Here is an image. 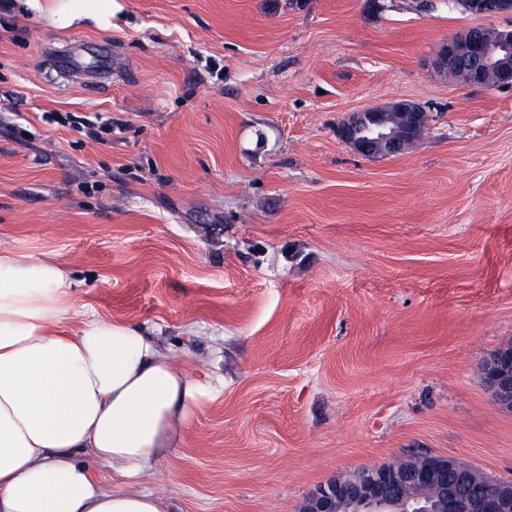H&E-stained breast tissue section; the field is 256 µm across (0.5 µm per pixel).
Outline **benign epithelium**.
<instances>
[{
    "label": "benign epithelium",
    "mask_w": 512,
    "mask_h": 512,
    "mask_svg": "<svg viewBox=\"0 0 512 512\" xmlns=\"http://www.w3.org/2000/svg\"><path fill=\"white\" fill-rule=\"evenodd\" d=\"M479 17L512 15V0H470ZM494 42L484 29L470 28L448 40L436 52L438 73L453 68L464 86L483 85L490 69L503 71L501 85L512 86V29L497 30ZM428 113L421 104L401 99L383 106L346 114L337 124L338 136L368 159L405 153L420 140ZM492 401L512 410V348L495 351L482 367ZM455 489L448 490V474ZM469 468L451 457L428 455L422 465L374 466L341 474L319 487L304 502L302 512H512V484L490 479L485 485L468 484Z\"/></svg>",
    "instance_id": "1"
}]
</instances>
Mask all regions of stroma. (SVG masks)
Listing matches in <instances>:
<instances>
[{
  "label": "stroma",
  "instance_id": "35a3bbf8",
  "mask_svg": "<svg viewBox=\"0 0 512 512\" xmlns=\"http://www.w3.org/2000/svg\"><path fill=\"white\" fill-rule=\"evenodd\" d=\"M58 28L0 0V250L68 267L74 308L223 388L145 486L166 512H301L420 453L512 481V87L436 51L501 18L451 0H120ZM425 106L369 160L346 113ZM112 121L105 140L66 114ZM482 375L492 401L512 410V348L495 351L483 365Z\"/></svg>",
  "mask_w": 512,
  "mask_h": 512
}]
</instances>
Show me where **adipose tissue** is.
Wrapping results in <instances>:
<instances>
[{
	"label": "adipose tissue",
	"instance_id": "adipose-tissue-1",
	"mask_svg": "<svg viewBox=\"0 0 512 512\" xmlns=\"http://www.w3.org/2000/svg\"><path fill=\"white\" fill-rule=\"evenodd\" d=\"M119 0H53L52 24L111 25ZM55 258L0 252V512H165L139 488L213 390L142 331L88 315L65 325ZM111 466L104 487L81 455Z\"/></svg>",
	"mask_w": 512,
	"mask_h": 512
}]
</instances>
